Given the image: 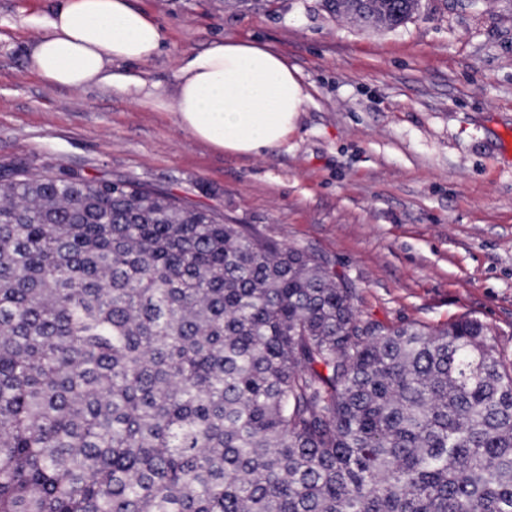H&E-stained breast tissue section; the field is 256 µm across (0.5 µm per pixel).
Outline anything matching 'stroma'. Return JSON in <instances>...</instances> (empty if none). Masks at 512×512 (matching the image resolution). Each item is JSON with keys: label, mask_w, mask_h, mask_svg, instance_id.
Instances as JSON below:
<instances>
[{"label": "stroma", "mask_w": 512, "mask_h": 512, "mask_svg": "<svg viewBox=\"0 0 512 512\" xmlns=\"http://www.w3.org/2000/svg\"><path fill=\"white\" fill-rule=\"evenodd\" d=\"M0 0V166L145 184L304 248L344 273L362 314L488 324L512 357V0H421L365 31L322 0H135L161 27L141 66L157 94L217 41L280 53L306 95L287 142L219 152L172 113L113 90L46 85L34 15Z\"/></svg>", "instance_id": "35a3bbf8"}]
</instances>
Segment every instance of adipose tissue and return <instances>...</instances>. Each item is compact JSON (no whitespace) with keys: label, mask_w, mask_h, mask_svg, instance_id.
<instances>
[{"label":"adipose tissue","mask_w":512,"mask_h":512,"mask_svg":"<svg viewBox=\"0 0 512 512\" xmlns=\"http://www.w3.org/2000/svg\"><path fill=\"white\" fill-rule=\"evenodd\" d=\"M160 25L132 0H59L29 52V68L52 87L114 89L150 97L128 64L162 46ZM286 60L270 48L218 42L184 58L160 107L209 146L252 156L284 143L304 103Z\"/></svg>","instance_id":"1"}]
</instances>
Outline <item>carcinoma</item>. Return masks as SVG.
Instances as JSON below:
<instances>
[{
  "mask_svg": "<svg viewBox=\"0 0 512 512\" xmlns=\"http://www.w3.org/2000/svg\"><path fill=\"white\" fill-rule=\"evenodd\" d=\"M414 17L378 0L375 29ZM165 191L0 175V512H512V361L473 316Z\"/></svg>",
  "mask_w": 512,
  "mask_h": 512,
  "instance_id": "obj_1",
  "label": "carcinoma"
}]
</instances>
